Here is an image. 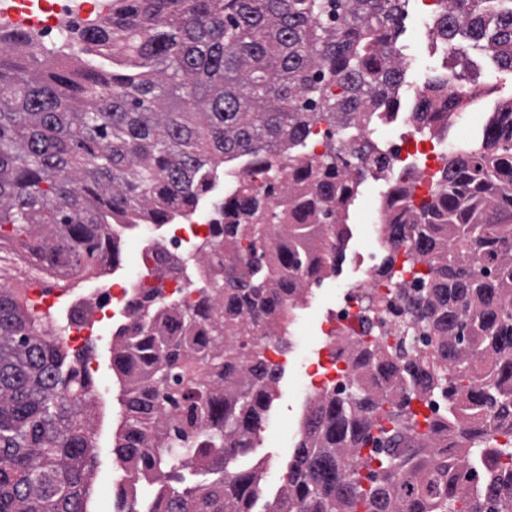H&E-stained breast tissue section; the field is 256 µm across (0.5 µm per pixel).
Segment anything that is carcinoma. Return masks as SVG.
Here are the masks:
<instances>
[{
	"mask_svg": "<svg viewBox=\"0 0 512 512\" xmlns=\"http://www.w3.org/2000/svg\"><path fill=\"white\" fill-rule=\"evenodd\" d=\"M412 0H108L66 53L32 30L0 36V247L77 275L112 257V225L167 224L207 193V178L243 159L252 173L224 201V319L209 289L157 324L164 289L112 339L126 415L112 453L153 484L133 512H254L260 476L231 465L248 453L281 369L251 349L288 330L285 298L321 281L342 256L307 220L347 236L354 192L336 168L338 127H368L397 107L406 70L397 46ZM442 43L466 37L512 72V0H449ZM474 65L430 78L418 101L449 112ZM326 124L324 154L292 169L289 209H270L268 179L306 154ZM443 192L391 238L414 240L428 267L408 298L411 328L438 334L416 356L362 343L349 393L304 420L271 512H512V123L448 154ZM291 221L295 243L272 244ZM0 255V512H86L97 457L85 364L45 329ZM490 361V369L480 364ZM399 382L408 388L398 391ZM444 393L448 412L412 403ZM224 420V440L199 435ZM462 446L455 469L443 437ZM192 468L188 476L179 466ZM372 472L370 484L356 478Z\"/></svg>",
	"mask_w": 512,
	"mask_h": 512,
	"instance_id": "1",
	"label": "carcinoma"
}]
</instances>
